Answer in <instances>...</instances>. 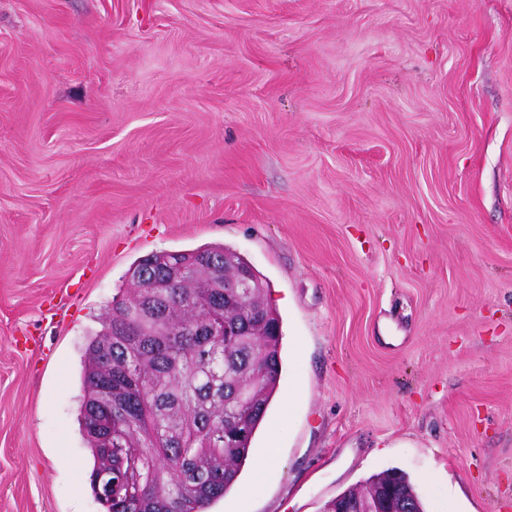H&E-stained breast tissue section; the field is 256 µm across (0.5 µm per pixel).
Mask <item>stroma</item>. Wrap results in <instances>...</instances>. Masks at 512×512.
Here are the masks:
<instances>
[{
    "label": "stroma",
    "mask_w": 512,
    "mask_h": 512,
    "mask_svg": "<svg viewBox=\"0 0 512 512\" xmlns=\"http://www.w3.org/2000/svg\"><path fill=\"white\" fill-rule=\"evenodd\" d=\"M211 244L281 322L248 512H512V0H0V512H101L89 334ZM358 495L368 509H397L423 512L422 504L408 478L398 471H387L369 478L336 496L330 506L336 509V500L350 501Z\"/></svg>",
    "instance_id": "35a3bbf8"
}]
</instances>
